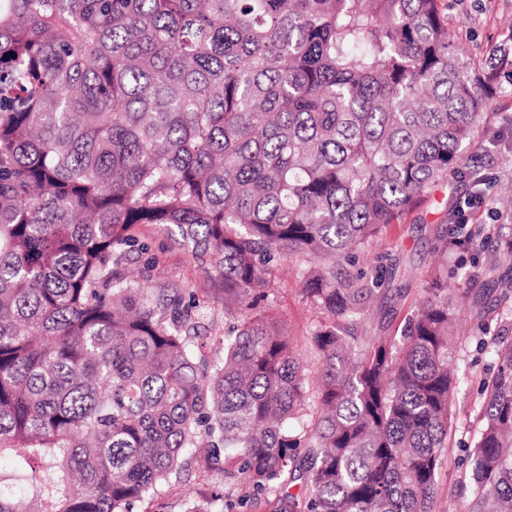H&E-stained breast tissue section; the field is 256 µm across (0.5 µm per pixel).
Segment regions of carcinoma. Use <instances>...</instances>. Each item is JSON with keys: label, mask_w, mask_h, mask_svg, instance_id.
<instances>
[{"label": "carcinoma", "mask_w": 512, "mask_h": 512, "mask_svg": "<svg viewBox=\"0 0 512 512\" xmlns=\"http://www.w3.org/2000/svg\"><path fill=\"white\" fill-rule=\"evenodd\" d=\"M442 0H0V456L30 501L136 512L205 444L203 473L288 512H437L456 410L454 310L489 358L463 459L467 512H512V233L478 273H434L400 340L352 329L381 282L357 267L466 164L493 62L461 61ZM159 228L224 279L209 299L125 274ZM459 235L491 238L456 218ZM323 314L316 372L252 313L282 260ZM236 449L235 470L224 449Z\"/></svg>", "instance_id": "carcinoma-1"}]
</instances>
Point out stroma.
I'll list each match as a JSON object with an SVG mask.
<instances>
[{
	"instance_id": "stroma-1",
	"label": "stroma",
	"mask_w": 512,
	"mask_h": 512,
	"mask_svg": "<svg viewBox=\"0 0 512 512\" xmlns=\"http://www.w3.org/2000/svg\"><path fill=\"white\" fill-rule=\"evenodd\" d=\"M448 17L454 25L456 41L469 60L494 56L502 40L512 34V0H449ZM498 83L502 92L486 109L488 132L485 144L474 149L468 158L469 165L479 166L482 172L492 175L493 181L487 191L493 198L502 195L512 184V128L503 123L504 118L512 116V82L502 77ZM471 191L472 184L466 174H458L433 187L421 205L407 214L402 223L383 229L379 264L390 277L391 288L402 291L397 303L386 306L392 335H400L406 314L420 303L422 290L427 285L425 275L435 263H442L451 270L461 264L470 269L482 265L484 254L476 247L451 248L442 259L434 254L437 233L445 231L449 213ZM147 239L160 262L148 269L139 258L133 261V269L141 271L149 287H177L208 296L210 309L204 329L208 337L207 350L211 353L218 351V339L230 323L224 315V287L219 274L212 266L193 259L158 230H149ZM297 270L298 265L292 260L283 262L276 269L259 310L276 323L284 336L290 337L298 354L304 357L308 354L307 336L313 325L320 321L321 314L303 298ZM472 434V423L463 414L456 429L448 436L449 448L439 473L440 512L467 510L468 496L459 490L461 469L458 460L463 455L464 443ZM217 490L224 494L220 504L222 512H284L285 509V494L280 492L261 494L252 497L247 505H240L243 490L236 481L220 482L203 477L198 471L196 457L190 456L178 481L166 489L164 512H183L186 500L206 498Z\"/></svg>"
}]
</instances>
